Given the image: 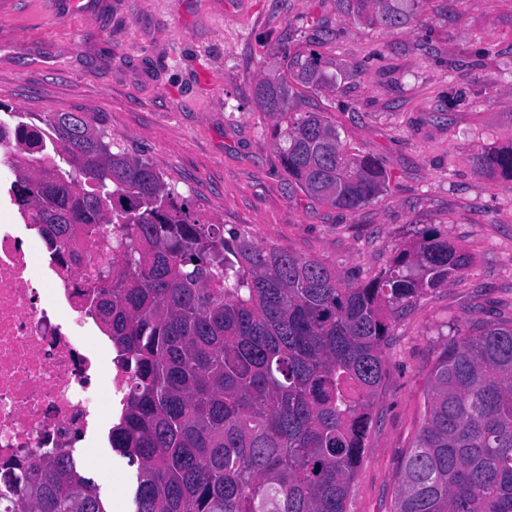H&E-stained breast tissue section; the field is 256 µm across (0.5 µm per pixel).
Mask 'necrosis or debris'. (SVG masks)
I'll return each instance as SVG.
<instances>
[{"label":"necrosis or debris","mask_w":512,"mask_h":512,"mask_svg":"<svg viewBox=\"0 0 512 512\" xmlns=\"http://www.w3.org/2000/svg\"><path fill=\"white\" fill-rule=\"evenodd\" d=\"M31 222L0 224V484L7 466L99 440L97 394L125 407L132 373L97 334L92 291L82 285L110 262L92 237L64 245L58 264Z\"/></svg>","instance_id":"1"}]
</instances>
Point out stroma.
Wrapping results in <instances>:
<instances>
[{
    "mask_svg": "<svg viewBox=\"0 0 512 512\" xmlns=\"http://www.w3.org/2000/svg\"><path fill=\"white\" fill-rule=\"evenodd\" d=\"M300 43L318 44L340 73L335 91L301 87L295 104L325 113L344 145L389 174L352 213L289 183L272 120L252 101L254 84ZM7 112L83 113L157 167L200 220L319 260L350 283L377 276L429 228L469 255L382 345L347 512H393L445 345L475 321L512 318V182L471 161L512 146V0H427L421 25L398 31L335 0H0ZM78 460L109 512H134L136 469L109 442Z\"/></svg>",
    "mask_w": 512,
    "mask_h": 512,
    "instance_id": "1",
    "label": "stroma"
}]
</instances>
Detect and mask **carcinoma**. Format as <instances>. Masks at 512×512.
Returning a JSON list of instances; mask_svg holds the SVG:
<instances>
[{
	"label": "carcinoma",
	"instance_id": "obj_1",
	"mask_svg": "<svg viewBox=\"0 0 512 512\" xmlns=\"http://www.w3.org/2000/svg\"><path fill=\"white\" fill-rule=\"evenodd\" d=\"M426 0H336L371 26L419 23ZM336 63L288 55L255 84L290 183L354 212L387 172L353 153L322 112L292 105L293 85L336 89ZM11 191L50 249L80 235L109 246L96 310L134 368L112 449L137 467L135 512H346L371 427L382 344L393 318L468 265L430 229L378 276L346 284L311 258L260 247L192 218L152 165L75 112L14 128ZM474 164L512 182V147ZM0 512H107L70 456L19 465ZM394 512H512V320L478 321L435 365L425 421L402 469Z\"/></svg>",
	"mask_w": 512,
	"mask_h": 512
}]
</instances>
